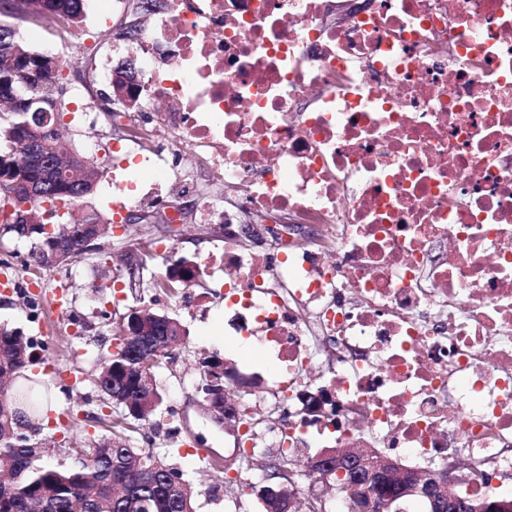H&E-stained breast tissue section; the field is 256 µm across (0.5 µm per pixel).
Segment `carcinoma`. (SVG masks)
Returning a JSON list of instances; mask_svg holds the SVG:
<instances>
[{
	"instance_id": "obj_1",
	"label": "carcinoma",
	"mask_w": 512,
	"mask_h": 512,
	"mask_svg": "<svg viewBox=\"0 0 512 512\" xmlns=\"http://www.w3.org/2000/svg\"><path fill=\"white\" fill-rule=\"evenodd\" d=\"M26 13L42 20L56 16L68 26L82 22L83 0H22ZM39 53L28 48L19 38L0 36V197L13 201L14 216L26 215L22 206L34 203L48 208L49 222L26 226L14 220L7 231L30 242V257L35 264L51 270L65 264L59 248L71 253V259L86 255V229L81 224L58 223L59 210L90 196L97 182L99 167L94 160L75 155L68 177L49 185L45 195L29 197L12 194L8 184L41 183L45 160L41 153L29 152L24 143L34 122L25 103H16L12 89L29 81L38 90L55 99L49 124L64 132L63 116L65 66L59 65L55 78L34 71ZM131 63L123 62L115 69L111 81L109 103L116 110L133 112L138 105L132 94L136 86L126 81L133 76ZM197 278L196 267L184 257L167 268L165 279L154 284L168 290ZM179 322L145 306L133 307L111 326L117 345L92 378V383L106 405L119 410L112 419V436L93 439L83 447L64 448L67 463L53 464L43 460L46 439L38 430L22 431L12 397L0 403V512H195V490L184 478L183 470L151 452L131 445L129 419H146L158 406L162 396L158 389L140 384V374L155 372L161 359L181 340H166L164 330H177ZM29 344L16 331L0 329V374L15 379L30 363ZM204 374L213 378V390L203 400L215 411L224 412L225 375L221 359L213 356L203 361ZM270 471H280L276 483L288 487L296 482V474L280 461L269 463ZM307 477L313 482L324 478L332 481L336 492H342L346 478L334 471H319L310 464Z\"/></svg>"
}]
</instances>
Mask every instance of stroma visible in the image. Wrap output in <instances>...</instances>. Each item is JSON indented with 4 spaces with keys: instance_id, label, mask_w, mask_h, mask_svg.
Returning <instances> with one entry per match:
<instances>
[{
    "instance_id": "1",
    "label": "stroma",
    "mask_w": 512,
    "mask_h": 512,
    "mask_svg": "<svg viewBox=\"0 0 512 512\" xmlns=\"http://www.w3.org/2000/svg\"><path fill=\"white\" fill-rule=\"evenodd\" d=\"M81 32L69 35L62 28L14 19L20 37L30 48L66 61L69 76L64 98L68 112L67 148L87 155L111 153L112 145L129 134L116 124L104 100L110 76L104 61L128 59L125 41L116 37L121 24L130 21L131 5L124 0H85ZM107 22H96L95 13ZM182 220L177 229L165 223L139 220L130 209L132 223L113 229L102 238L98 259H82L43 270L30 260L26 240L0 229V260L10 262L8 277L30 282L37 295L38 311L17 297L10 285L0 284V325L18 331L31 343L32 363L41 371L51 394L46 437L61 446L86 443L83 431L89 415L100 413L101 401L90 381L112 352L110 327L132 306H145L179 320L187 335L174 349L173 358L155 371L162 403L148 425L135 435L133 445L165 456L175 454L186 478L198 491L196 512H260L259 501L240 493L226 494L228 477L210 469L213 458L223 455L232 437L216 425L197 391L205 358L216 355L249 377L270 378L276 372L273 357L255 343L236 336L224 312V253L222 225L201 224L193 200L178 202ZM172 252L200 262L212 260L211 274L194 286L196 302L185 303L180 292L162 293L153 283L166 269L164 254ZM143 261L140 286L129 290L127 267ZM63 293L64 304L54 309L51 300Z\"/></svg>"
}]
</instances>
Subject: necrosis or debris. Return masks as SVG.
Wrapping results in <instances>:
<instances>
[{
	"label": "necrosis or debris",
	"mask_w": 512,
	"mask_h": 512,
	"mask_svg": "<svg viewBox=\"0 0 512 512\" xmlns=\"http://www.w3.org/2000/svg\"><path fill=\"white\" fill-rule=\"evenodd\" d=\"M133 51L156 175L114 218L197 200L221 224L232 329L277 362L269 446L512 471V0H170ZM165 103L155 111V103ZM191 146L238 199L168 159ZM319 226L264 256L245 214ZM325 400L306 411L304 379Z\"/></svg>",
	"instance_id": "4bbe7bcc"
}]
</instances>
